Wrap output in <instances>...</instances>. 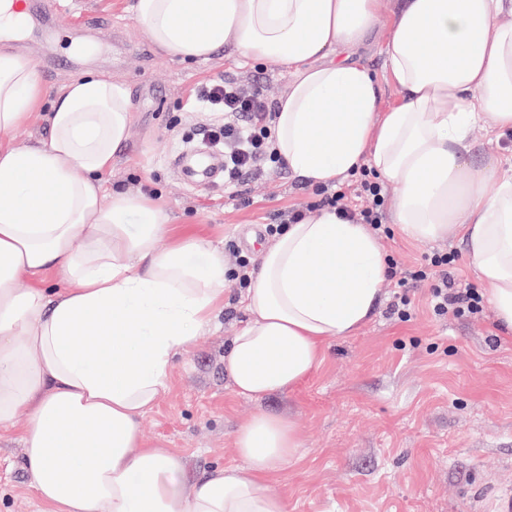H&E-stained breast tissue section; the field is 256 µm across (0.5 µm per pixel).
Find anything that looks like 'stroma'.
<instances>
[{
    "mask_svg": "<svg viewBox=\"0 0 512 512\" xmlns=\"http://www.w3.org/2000/svg\"><path fill=\"white\" fill-rule=\"evenodd\" d=\"M67 16L39 36L22 34L11 48L35 67L46 99L89 72L123 84L134 110L131 136L112 161L106 182L153 193L170 221L160 247L200 236L224 252L226 263L247 256L259 264L273 244L267 225L280 213L315 201L314 187L288 169L225 186H188L173 155L209 145L203 131L224 115L194 105L199 86L230 78L261 81L270 102L287 90V70L216 55L178 62L151 42L132 10L134 0H65ZM400 0H382L381 14L350 56L373 72L382 107L399 94L381 47ZM471 166L495 155L512 167V131L484 126L469 136ZM382 253L412 266L437 250L458 251L456 280L478 285L464 242L380 239ZM394 281L383 284L368 323L330 342L314 372L296 388L261 399L236 396L224 354L244 326V289L233 286L203 336L178 355L154 407L141 420L143 441L180 456V479L192 484L229 464L242 465L237 429L252 415H282L298 427L296 459L266 487L288 512H483L482 493L512 487V336L502 333L493 307L475 318L441 319L428 305V287H408L409 320L390 315ZM0 512H41L23 467L22 443L0 436Z\"/></svg>",
    "mask_w": 512,
    "mask_h": 512,
    "instance_id": "obj_1",
    "label": "stroma"
}]
</instances>
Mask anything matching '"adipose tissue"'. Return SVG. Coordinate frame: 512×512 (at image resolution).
I'll use <instances>...</instances> for the list:
<instances>
[{"label":"adipose tissue","mask_w":512,"mask_h":512,"mask_svg":"<svg viewBox=\"0 0 512 512\" xmlns=\"http://www.w3.org/2000/svg\"><path fill=\"white\" fill-rule=\"evenodd\" d=\"M380 2L136 0L134 14L170 58L288 68L275 139L289 171L316 186L374 169L398 188L392 223L410 239L458 234L498 326L512 329V172L467 162L474 126L512 130V0H402L384 46L400 99L386 110L371 71L341 57ZM43 94L34 65L0 49V429L26 416L23 465L42 512H288L264 490L300 446L285 417L254 415L235 435L243 466L188 488L182 459L141 440L174 356L223 306L229 268L199 237L159 249L166 211L107 187L133 122L123 85L68 83L49 138L14 144ZM51 272L64 286L50 295ZM385 278L365 225L329 208L289 225L254 271L248 321L224 355L234 393L304 381L329 341L368 321Z\"/></svg>","instance_id":"adipose-tissue-1"}]
</instances>
